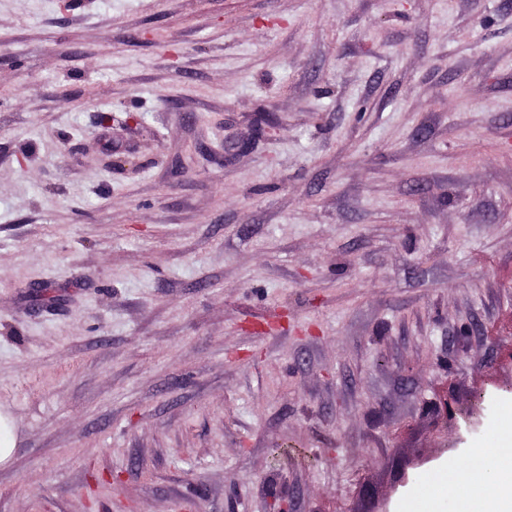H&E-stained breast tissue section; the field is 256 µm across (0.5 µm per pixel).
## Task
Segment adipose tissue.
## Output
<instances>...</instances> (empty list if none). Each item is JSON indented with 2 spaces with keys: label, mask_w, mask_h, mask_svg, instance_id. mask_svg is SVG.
Returning <instances> with one entry per match:
<instances>
[{
  "label": "adipose tissue",
  "mask_w": 512,
  "mask_h": 512,
  "mask_svg": "<svg viewBox=\"0 0 512 512\" xmlns=\"http://www.w3.org/2000/svg\"><path fill=\"white\" fill-rule=\"evenodd\" d=\"M447 495L454 497L458 512H512V466L441 469L428 492L416 497L408 512H436Z\"/></svg>",
  "instance_id": "1"
}]
</instances>
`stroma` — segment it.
I'll list each match as a JSON object with an SVG mask.
<instances>
[{
	"instance_id": "35a3bbf8",
	"label": "stroma",
	"mask_w": 512,
	"mask_h": 512,
	"mask_svg": "<svg viewBox=\"0 0 512 512\" xmlns=\"http://www.w3.org/2000/svg\"><path fill=\"white\" fill-rule=\"evenodd\" d=\"M2 409L0 512L495 467L512 0H0ZM16 448L15 426L8 414L0 413V465L8 463Z\"/></svg>"
}]
</instances>
